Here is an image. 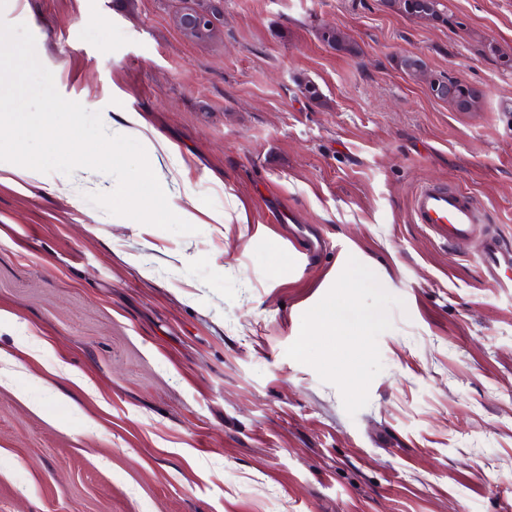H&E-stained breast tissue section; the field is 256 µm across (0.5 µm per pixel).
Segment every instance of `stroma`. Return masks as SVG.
Here are the masks:
<instances>
[{
	"mask_svg": "<svg viewBox=\"0 0 512 512\" xmlns=\"http://www.w3.org/2000/svg\"><path fill=\"white\" fill-rule=\"evenodd\" d=\"M443 3L0 0L64 98L171 143L196 228L92 205L93 170L0 179V512H512V288L411 219L444 185L512 238V0ZM332 306L345 331H309ZM389 4L405 15L431 21L446 22L447 17L441 7V0H388ZM410 2H414L411 4ZM448 97L446 99L452 107L459 112H472L480 107L482 94L479 90L462 81L448 77Z\"/></svg>",
	"mask_w": 512,
	"mask_h": 512,
	"instance_id": "1",
	"label": "stroma"
}]
</instances>
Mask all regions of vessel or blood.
I'll use <instances>...</instances> for the list:
<instances>
[{
    "mask_svg": "<svg viewBox=\"0 0 512 512\" xmlns=\"http://www.w3.org/2000/svg\"><path fill=\"white\" fill-rule=\"evenodd\" d=\"M412 216L415 223L427 225L448 244L478 240L480 267L493 283L503 284L512 271V241L497 234L478 236L480 216L464 191L441 186L421 188L412 199Z\"/></svg>",
    "mask_w": 512,
    "mask_h": 512,
    "instance_id": "obj_1",
    "label": "vessel or blood"
}]
</instances>
